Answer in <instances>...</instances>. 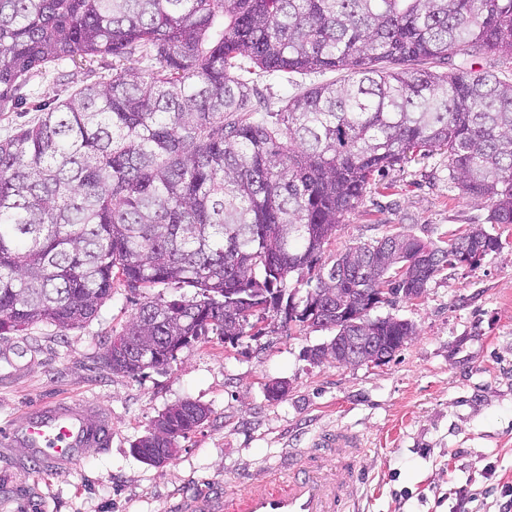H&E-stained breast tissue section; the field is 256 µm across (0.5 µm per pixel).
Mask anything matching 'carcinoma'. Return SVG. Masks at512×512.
I'll return each mask as SVG.
<instances>
[{"label": "carcinoma", "mask_w": 512, "mask_h": 512, "mask_svg": "<svg viewBox=\"0 0 512 512\" xmlns=\"http://www.w3.org/2000/svg\"><path fill=\"white\" fill-rule=\"evenodd\" d=\"M135 51L144 74L121 69ZM112 56V76L81 88L0 140V335L37 322L70 330L116 282L183 284L191 299L149 300L110 337L112 371L161 367L213 332L246 335L280 310L289 277L314 269L367 188L396 165L442 151L448 179L512 224V81L475 68L512 63V0H0V110L23 77L56 61ZM443 64L446 71H434ZM339 72L282 109L253 105L267 76ZM503 248L477 225L441 244L386 234L346 249L303 300L333 330L311 357L390 356L416 335L361 315L419 297L456 263ZM208 409L182 402L135 445L160 465Z\"/></svg>", "instance_id": "cac0c4a2"}]
</instances>
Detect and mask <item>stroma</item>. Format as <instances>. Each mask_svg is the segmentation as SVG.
Here are the masks:
<instances>
[{
	"instance_id": "obj_1",
	"label": "stroma",
	"mask_w": 512,
	"mask_h": 512,
	"mask_svg": "<svg viewBox=\"0 0 512 512\" xmlns=\"http://www.w3.org/2000/svg\"><path fill=\"white\" fill-rule=\"evenodd\" d=\"M95 73L111 74L103 56ZM95 73L59 61L32 72L0 112V139L36 121L43 104L69 99ZM490 204L461 195L448 158L434 154L391 169L370 186L325 244L323 266L347 248L386 234L446 240L486 224ZM504 247L477 266L445 269L419 299L377 308L410 321L416 334L381 365L316 363L308 352L334 333L265 314L266 334L225 346L200 337L168 365L137 375L102 363L104 343L140 304L192 298L194 289L115 285L82 327L38 323L0 335V432L33 408L55 401L91 403L112 415L111 447L68 468L38 470L31 449L0 447V504L13 512H174L183 494L213 493L249 476L265 485L288 449L308 447L326 428H345L370 446L359 469L362 512H451L459 489L475 494L474 512H492L488 489L512 485V224L497 227ZM287 394L270 399L274 382ZM192 401L209 415L175 455L157 466L134 451L159 415ZM493 476H486V469Z\"/></svg>"
}]
</instances>
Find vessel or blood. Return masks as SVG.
Listing matches in <instances>:
<instances>
[{
	"mask_svg": "<svg viewBox=\"0 0 512 512\" xmlns=\"http://www.w3.org/2000/svg\"><path fill=\"white\" fill-rule=\"evenodd\" d=\"M111 430L104 409L58 404L27 413L5 441H23L47 467L57 469L88 449L106 445ZM366 449L360 435L328 429L303 453L289 452L280 463V477L266 487L241 481L217 498H185L177 512H360L358 462Z\"/></svg>",
	"mask_w": 512,
	"mask_h": 512,
	"instance_id": "obj_1",
	"label": "vessel or blood"
}]
</instances>
